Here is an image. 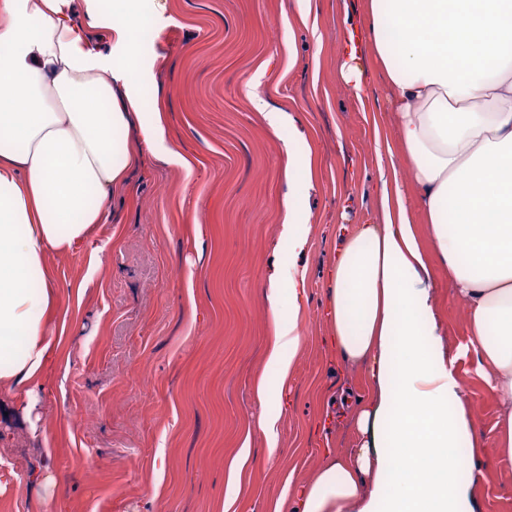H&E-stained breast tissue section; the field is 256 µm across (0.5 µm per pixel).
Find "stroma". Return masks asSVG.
<instances>
[{
	"mask_svg": "<svg viewBox=\"0 0 512 512\" xmlns=\"http://www.w3.org/2000/svg\"><path fill=\"white\" fill-rule=\"evenodd\" d=\"M292 0H160L146 44L144 109L160 107L168 144L185 165L145 151L113 217L87 254L52 255L64 323L60 359L25 412L24 385L0 395V512H270L286 481L301 483L325 448H351L354 430L328 399L366 393L363 368L327 348L324 274L341 217L381 221L376 144H395L381 80L355 98L336 75L345 18L362 0H316L284 40ZM290 112L316 158L301 298L303 345L282 387L278 446L254 425L255 379L271 325L263 287L274 260L286 190L283 140L252 104ZM444 344L469 342L465 307L437 283ZM474 424L490 433L499 404L473 357L458 363ZM247 453L242 481L230 464ZM477 512H512V466L477 451ZM51 476L33 482L34 473Z\"/></svg>",
	"mask_w": 512,
	"mask_h": 512,
	"instance_id": "obj_1",
	"label": "stroma"
}]
</instances>
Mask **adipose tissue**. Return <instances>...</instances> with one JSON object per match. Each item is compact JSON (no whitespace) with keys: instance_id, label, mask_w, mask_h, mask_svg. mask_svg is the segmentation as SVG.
<instances>
[{"instance_id":"ef3b65f1","label":"adipose tissue","mask_w":512,"mask_h":512,"mask_svg":"<svg viewBox=\"0 0 512 512\" xmlns=\"http://www.w3.org/2000/svg\"><path fill=\"white\" fill-rule=\"evenodd\" d=\"M154 0H0V390L36 403L59 349L54 253L88 251L145 150L165 149L161 112L144 109L142 35ZM366 57L338 55L359 96L380 75L412 184L384 182L383 221L346 235L328 272L327 342L366 369L354 448L326 451L274 512H475L462 447L512 463V0H367ZM167 157L174 150L165 149ZM288 191L280 241L291 262L267 278L273 328L257 427L278 443L280 383L302 346L309 244L304 206L315 166L282 143ZM445 273L467 311L469 346L446 355L437 301ZM472 355L501 408L476 433L456 363Z\"/></svg>"}]
</instances>
